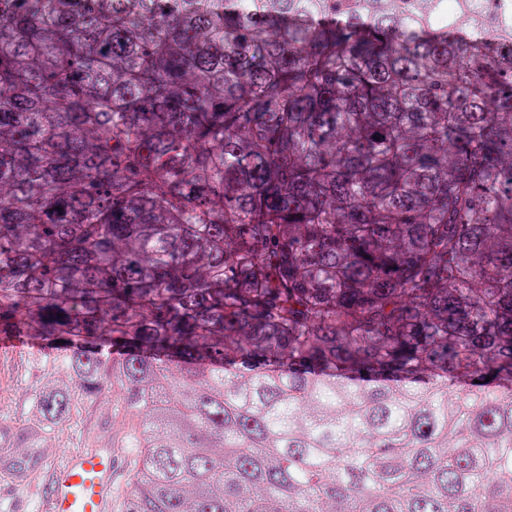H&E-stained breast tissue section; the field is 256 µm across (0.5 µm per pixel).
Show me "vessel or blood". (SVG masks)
<instances>
[{
  "label": "vessel or blood",
  "instance_id": "b4317fda",
  "mask_svg": "<svg viewBox=\"0 0 512 512\" xmlns=\"http://www.w3.org/2000/svg\"><path fill=\"white\" fill-rule=\"evenodd\" d=\"M83 343L78 336L63 345L33 343L27 336L4 333L0 335V361L21 356L54 358ZM117 464L118 455L112 447L80 448L65 455L50 472L39 512H112Z\"/></svg>",
  "mask_w": 512,
  "mask_h": 512
}]
</instances>
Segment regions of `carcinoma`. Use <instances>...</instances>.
Listing matches in <instances>:
<instances>
[{
	"label": "carcinoma",
	"mask_w": 512,
	"mask_h": 512,
	"mask_svg": "<svg viewBox=\"0 0 512 512\" xmlns=\"http://www.w3.org/2000/svg\"><path fill=\"white\" fill-rule=\"evenodd\" d=\"M15 331L125 512H512V0H0Z\"/></svg>",
	"instance_id": "carcinoma-1"
}]
</instances>
